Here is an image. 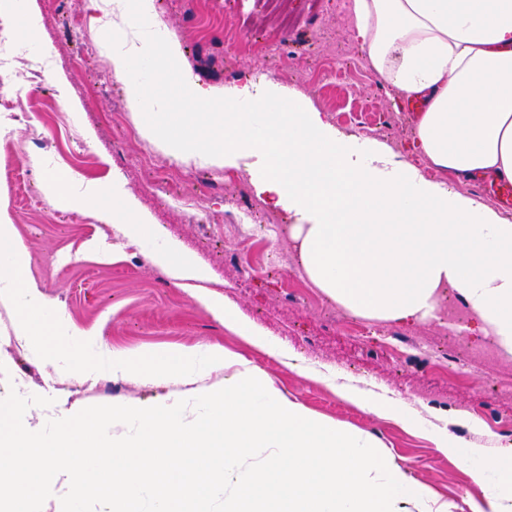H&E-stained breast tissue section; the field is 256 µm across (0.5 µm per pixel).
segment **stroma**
<instances>
[{
    "label": "stroma",
    "mask_w": 512,
    "mask_h": 512,
    "mask_svg": "<svg viewBox=\"0 0 512 512\" xmlns=\"http://www.w3.org/2000/svg\"><path fill=\"white\" fill-rule=\"evenodd\" d=\"M24 5L38 18L42 39L26 54L46 58L49 65L40 79L22 65L15 72L16 88L39 106L0 128V166L24 176L35 202H20L3 178L0 200L30 255L28 274L49 303L63 308L77 326L97 328L107 351L227 348L266 371L289 398L373 436L409 477L455 501L458 512H469L467 502L479 490L452 458L399 424L341 401L325 383L299 375L225 329L192 289L180 287L152 262L148 249L131 247L116 227L87 210L59 206L43 187L44 173L54 167L77 174L79 194L121 175L140 210L208 269L204 289L222 294L305 365H329L360 387L385 388L389 397L431 421L457 409L470 412L478 427H448L463 446L491 454L512 446V359L484 356L491 339L471 318L455 329L435 321L381 323L384 333L398 334L395 351L383 340L351 335L330 321L338 305L323 293L312 298L303 293L310 282L284 229L291 215L269 208L249 175L240 174L236 188H226L227 168L171 159L143 134L147 116L131 107L125 82L114 79L105 35L90 22L93 0H25ZM156 12L179 44L183 68L214 95L263 78L297 94L341 133L378 140L422 164L412 142L415 114L396 107L352 35V0H159ZM77 14L83 27L73 23ZM47 97L59 101L65 121L42 108ZM167 170L171 178L158 185ZM235 197L247 198L262 223H234ZM269 255L275 268L265 263ZM8 355L21 393L55 400L47 408H28L24 418L33 423L55 418L63 406L146 401L224 384L220 369L178 385L116 379L107 371L77 379L55 373L27 351L12 349Z\"/></svg>",
    "instance_id": "35a3bbf8"
}]
</instances>
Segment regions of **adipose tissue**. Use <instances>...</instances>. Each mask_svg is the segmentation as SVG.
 <instances>
[{
    "instance_id": "obj_1",
    "label": "adipose tissue",
    "mask_w": 512,
    "mask_h": 512,
    "mask_svg": "<svg viewBox=\"0 0 512 512\" xmlns=\"http://www.w3.org/2000/svg\"><path fill=\"white\" fill-rule=\"evenodd\" d=\"M116 7L140 19L142 31L135 44L113 29L115 75L127 74L144 42L159 73L156 85L129 83L132 106L151 104L152 132L171 156L243 169L265 203L292 214L289 232L302 268L330 300L367 320L419 323L439 319L450 289L494 347L512 357V218L424 174L428 167L463 176L490 172L512 182V0H354L353 33L371 68L399 99L423 104L413 130L423 168L384 143L340 135L320 112L270 83L227 88L223 108L214 109L211 89L181 68L178 43L156 27L153 0H118ZM175 101L177 114L170 110ZM74 180L53 170L46 188L61 205L119 226L176 279L205 278L120 180L77 199L70 195ZM196 299L248 344L292 363L288 350L263 337L223 295L200 292ZM333 390L455 459L481 490L470 512H512V448L492 456L462 448L402 402L353 385Z\"/></svg>"
}]
</instances>
